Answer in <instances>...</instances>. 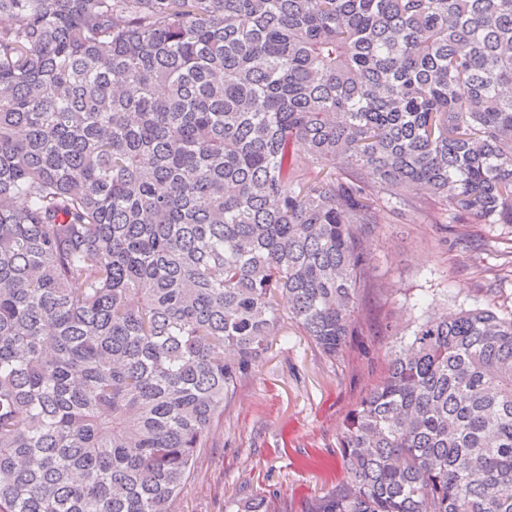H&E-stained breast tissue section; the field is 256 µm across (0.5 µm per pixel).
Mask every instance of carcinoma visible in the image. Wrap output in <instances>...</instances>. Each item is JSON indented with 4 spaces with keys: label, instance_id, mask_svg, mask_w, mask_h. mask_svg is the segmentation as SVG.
Returning <instances> with one entry per match:
<instances>
[{
    "label": "carcinoma",
    "instance_id": "carcinoma-1",
    "mask_svg": "<svg viewBox=\"0 0 512 512\" xmlns=\"http://www.w3.org/2000/svg\"><path fill=\"white\" fill-rule=\"evenodd\" d=\"M438 203L512 224V0H0V512H173ZM338 450L311 512H512V317L415 319Z\"/></svg>",
    "mask_w": 512,
    "mask_h": 512
}]
</instances>
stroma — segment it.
I'll use <instances>...</instances> for the list:
<instances>
[{
	"label": "stroma",
	"mask_w": 512,
	"mask_h": 512,
	"mask_svg": "<svg viewBox=\"0 0 512 512\" xmlns=\"http://www.w3.org/2000/svg\"><path fill=\"white\" fill-rule=\"evenodd\" d=\"M374 282L342 356L326 357L296 326L237 384L212 424L175 512H305L346 480L338 434L385 370L397 337L426 313L493 307L512 315V225L394 216L366 239Z\"/></svg>",
	"instance_id": "1"
}]
</instances>
